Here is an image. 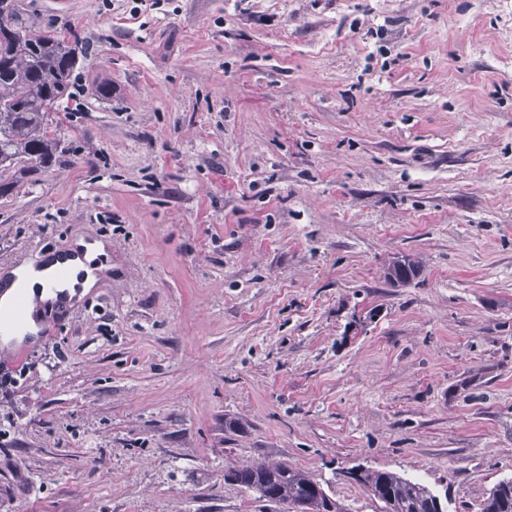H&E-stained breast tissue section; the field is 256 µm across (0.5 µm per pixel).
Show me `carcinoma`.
<instances>
[{
	"mask_svg": "<svg viewBox=\"0 0 512 512\" xmlns=\"http://www.w3.org/2000/svg\"><path fill=\"white\" fill-rule=\"evenodd\" d=\"M88 52L89 45L77 34L25 25L18 10L0 0V197L13 194L20 180L46 172L69 152L50 116L57 101L77 98V66ZM421 273L420 261L411 255L391 257L384 266L385 280L394 288ZM350 478L382 503L383 512H438L430 489L410 478L370 468ZM224 480L260 500L301 512H344L321 483L286 462L229 469ZM480 512H512V479L489 489Z\"/></svg>",
	"mask_w": 512,
	"mask_h": 512,
	"instance_id": "carcinoma-1",
	"label": "carcinoma"
}]
</instances>
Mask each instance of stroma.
Here are the masks:
<instances>
[{
	"mask_svg": "<svg viewBox=\"0 0 512 512\" xmlns=\"http://www.w3.org/2000/svg\"><path fill=\"white\" fill-rule=\"evenodd\" d=\"M18 5L91 51L0 269L110 251L0 390V512H285L225 482L258 460L479 512L512 478V0ZM421 273L420 261L411 255L390 257L384 266L385 280L394 288L412 283ZM350 478L363 485L383 506L384 512H438L444 511L441 499L431 495L430 489L415 480L389 471L364 469L350 472ZM439 505V510L437 504Z\"/></svg>",
	"mask_w": 512,
	"mask_h": 512,
	"instance_id": "stroma-1",
	"label": "stroma"
}]
</instances>
